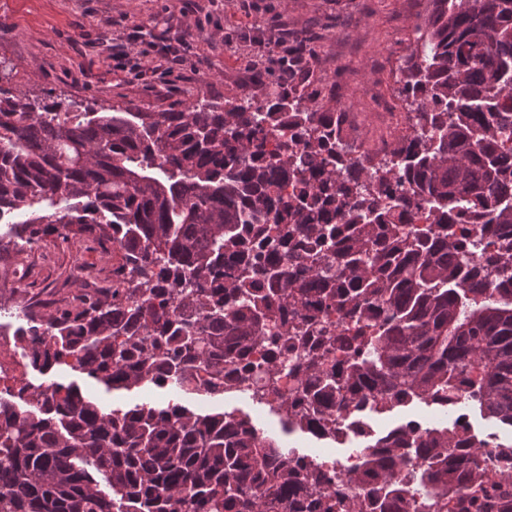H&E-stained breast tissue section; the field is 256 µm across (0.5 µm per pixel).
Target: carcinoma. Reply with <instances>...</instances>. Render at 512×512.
<instances>
[{"mask_svg": "<svg viewBox=\"0 0 512 512\" xmlns=\"http://www.w3.org/2000/svg\"><path fill=\"white\" fill-rule=\"evenodd\" d=\"M429 6L401 68L413 134L364 162L306 82L158 112L0 86V212L24 214L0 253L89 235L122 253L112 287L25 312L33 368L218 397L257 342L301 344L305 405L278 408L290 431L328 408L362 416L358 396L465 403L512 428V0ZM368 439L367 499L314 497L327 477L246 416L105 409L73 382H28L0 395V512H512V440L455 423Z\"/></svg>", "mask_w": 512, "mask_h": 512, "instance_id": "carcinoma-1", "label": "carcinoma"}]
</instances>
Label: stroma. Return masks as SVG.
Returning a JSON list of instances; mask_svg holds the SVG:
<instances>
[{"instance_id": "1", "label": "stroma", "mask_w": 512, "mask_h": 512, "mask_svg": "<svg viewBox=\"0 0 512 512\" xmlns=\"http://www.w3.org/2000/svg\"><path fill=\"white\" fill-rule=\"evenodd\" d=\"M428 0H255L248 23L253 28L287 30L305 37L312 50L313 87L332 111L345 112L352 141L372 142L389 129L405 108L399 93L400 69L416 45L417 27ZM241 18L235 0H0V65L6 86L29 98H59L92 108L112 105L160 111L203 93L219 102L258 93L276 80L268 54L248 38L231 44L210 40L216 27ZM183 38L189 63L182 78L165 75L160 57H139L142 43ZM124 44L125 69L112 67V48ZM118 251L91 238L64 243L47 238L39 249L0 256V320L15 325L25 308L48 312L75 292L78 267H86L89 288L112 284ZM33 383H76L104 406L143 398L248 416L266 435L308 454L314 440L295 431L283 434L279 414L246 393L222 398L187 395L145 385L109 393L86 383L81 374L60 369L41 374L27 368ZM427 426L452 425L455 416L416 402L369 415L376 433L410 419Z\"/></svg>"}]
</instances>
